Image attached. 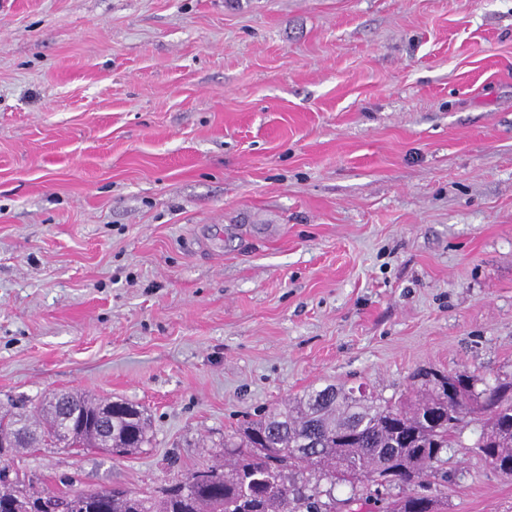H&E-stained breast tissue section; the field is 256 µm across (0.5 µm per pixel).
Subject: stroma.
<instances>
[{
  "instance_id": "stroma-1",
  "label": "stroma",
  "mask_w": 512,
  "mask_h": 512,
  "mask_svg": "<svg viewBox=\"0 0 512 512\" xmlns=\"http://www.w3.org/2000/svg\"><path fill=\"white\" fill-rule=\"evenodd\" d=\"M425 368L512 379V0H0V406L150 421L0 468L149 492ZM478 434L441 512H512Z\"/></svg>"
}]
</instances>
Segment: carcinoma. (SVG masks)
<instances>
[{
    "label": "carcinoma",
    "mask_w": 512,
    "mask_h": 512,
    "mask_svg": "<svg viewBox=\"0 0 512 512\" xmlns=\"http://www.w3.org/2000/svg\"><path fill=\"white\" fill-rule=\"evenodd\" d=\"M416 395L397 401L328 385L265 411L224 435V460L190 472L149 496L122 488L85 496L42 495L0 474V512H336V485L372 483L398 493L377 512H438L437 496L416 492L443 469L457 434L477 420L473 445L491 470L512 479V380L489 385L477 375L428 370ZM483 388H478V385ZM73 414L64 429L52 399L35 410H0V437L24 448H120L150 442L143 412L112 403L100 429L103 401L62 394Z\"/></svg>",
    "instance_id": "carcinoma-1"
}]
</instances>
